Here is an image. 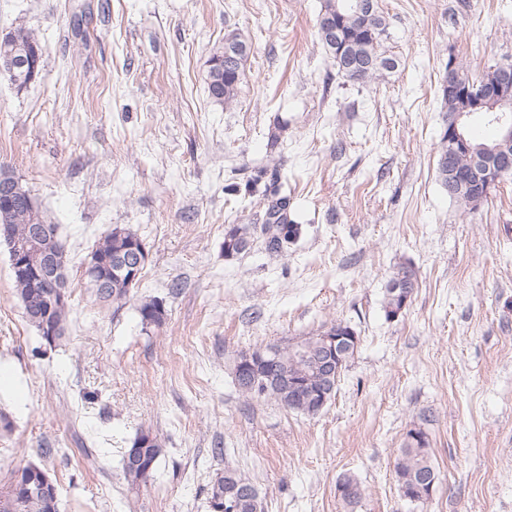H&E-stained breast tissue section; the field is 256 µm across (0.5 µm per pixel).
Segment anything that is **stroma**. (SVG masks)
Masks as SVG:
<instances>
[{
    "label": "stroma",
    "instance_id": "stroma-1",
    "mask_svg": "<svg viewBox=\"0 0 512 512\" xmlns=\"http://www.w3.org/2000/svg\"><path fill=\"white\" fill-rule=\"evenodd\" d=\"M322 4L0 0V32L26 25L44 48L26 88L0 77V166L70 255L69 321L51 345L25 321L0 243V412L13 423L0 478L43 462L59 512H210L229 463L266 512H512V179L466 212L436 173L446 67L475 77L512 61V0H378L399 65L364 85L323 50ZM231 30L251 54L227 109L206 73ZM256 179L288 197L278 251L260 233L266 198L227 191ZM116 225L148 251L118 310L83 279ZM232 225L252 242L228 257ZM402 267L414 291L390 320L384 289ZM149 298L162 326L142 322ZM336 322L359 343L320 414L242 396L240 353ZM144 429L163 455L133 491L122 459ZM414 429L439 475L423 503L394 476ZM346 475L363 489L351 507L336 493ZM139 313L143 323L162 326L166 318V310L162 301L156 298L145 299L139 306Z\"/></svg>",
    "mask_w": 512,
    "mask_h": 512
}]
</instances>
